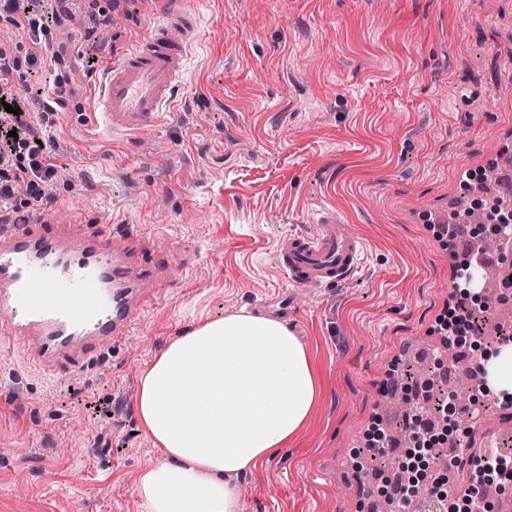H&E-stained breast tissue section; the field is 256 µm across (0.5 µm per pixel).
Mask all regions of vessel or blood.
Masks as SVG:
<instances>
[{
	"label": "vessel or blood",
	"instance_id": "b4317fda",
	"mask_svg": "<svg viewBox=\"0 0 512 512\" xmlns=\"http://www.w3.org/2000/svg\"><path fill=\"white\" fill-rule=\"evenodd\" d=\"M169 6L107 67L96 107L107 128L137 136L174 107L183 62L198 29L184 0ZM314 235L283 241L278 263L290 283L333 288L355 268L361 242L328 212ZM146 225L117 226L81 218L57 223L51 214L0 226V334L22 341L27 364L44 376L82 371L105 351H117L160 302L162 280L177 276L170 252L143 259Z\"/></svg>",
	"mask_w": 512,
	"mask_h": 512
}]
</instances>
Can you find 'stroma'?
I'll return each instance as SVG.
<instances>
[{"mask_svg":"<svg viewBox=\"0 0 512 512\" xmlns=\"http://www.w3.org/2000/svg\"><path fill=\"white\" fill-rule=\"evenodd\" d=\"M164 0H118L108 41L87 43L52 112L55 181L39 210L62 223L148 224L182 272L122 352L42 379L0 362V512H144L138 475L161 459L140 431L142 370L181 336V309L246 308L285 320L321 394L270 464L240 474L237 512H368L367 432L395 430L386 382L404 385L451 303L445 225L461 176L512 155V0H189L198 36L172 111L138 137L101 129L107 65ZM335 211L363 243L355 273L316 291L289 284L276 253ZM110 415H96L99 401ZM468 437L512 456V402L484 399Z\"/></svg>","mask_w":512,"mask_h":512,"instance_id":"35a3bbf8","label":"stroma"}]
</instances>
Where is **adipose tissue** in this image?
<instances>
[{
	"mask_svg": "<svg viewBox=\"0 0 512 512\" xmlns=\"http://www.w3.org/2000/svg\"><path fill=\"white\" fill-rule=\"evenodd\" d=\"M190 317L143 372L135 398L162 453L138 479L145 512H235L232 476L287 447L320 395L317 370L284 323L244 309Z\"/></svg>",
	"mask_w": 512,
	"mask_h": 512,
	"instance_id": "adipose-tissue-1",
	"label": "adipose tissue"
}]
</instances>
